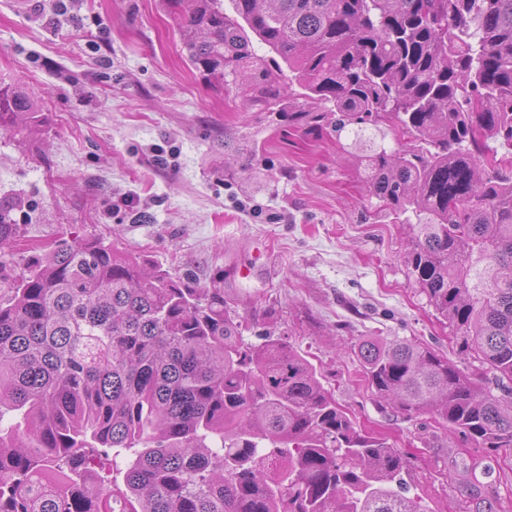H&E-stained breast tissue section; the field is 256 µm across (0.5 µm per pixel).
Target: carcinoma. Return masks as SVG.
<instances>
[{
    "label": "carcinoma",
    "instance_id": "carcinoma-1",
    "mask_svg": "<svg viewBox=\"0 0 512 512\" xmlns=\"http://www.w3.org/2000/svg\"><path fill=\"white\" fill-rule=\"evenodd\" d=\"M190 63L300 124L372 144L380 206L413 214L409 272L512 395V0H167ZM259 41L292 73L255 53ZM42 113L0 85V129ZM504 153H499V150ZM0 200V247L24 237ZM0 287V512H430L404 453L357 429L281 336L243 338L224 289L60 241ZM369 385L467 441L512 448V398L408 338L365 336ZM123 483H118V479Z\"/></svg>",
    "mask_w": 512,
    "mask_h": 512
}]
</instances>
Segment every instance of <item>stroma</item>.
<instances>
[{"label": "stroma", "mask_w": 512, "mask_h": 512, "mask_svg": "<svg viewBox=\"0 0 512 512\" xmlns=\"http://www.w3.org/2000/svg\"><path fill=\"white\" fill-rule=\"evenodd\" d=\"M37 103L32 129L0 130V197L24 203L25 240L0 247L13 271L62 238L94 235L201 286L223 288L249 325L287 337L358 427L407 456L431 512H468L464 486L512 512V448H481L427 413L378 398L359 337L428 344L476 363L406 263L411 230L378 207L368 138L310 131L280 101L252 108L205 85L163 0H0V83Z\"/></svg>", "instance_id": "stroma-1"}]
</instances>
